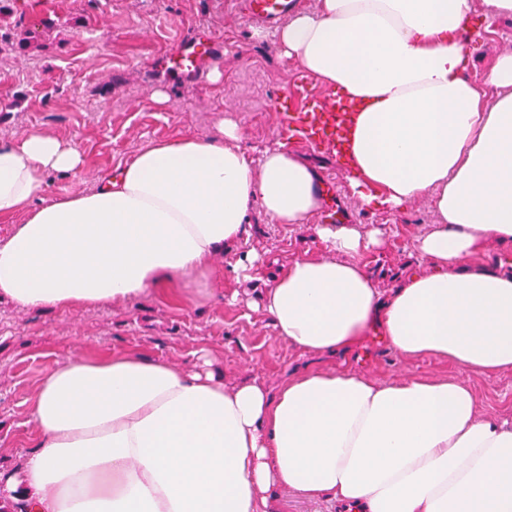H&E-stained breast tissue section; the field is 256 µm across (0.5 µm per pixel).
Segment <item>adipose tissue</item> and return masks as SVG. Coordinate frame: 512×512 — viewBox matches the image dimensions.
Here are the masks:
<instances>
[{"label": "adipose tissue", "instance_id": "adipose-tissue-1", "mask_svg": "<svg viewBox=\"0 0 512 512\" xmlns=\"http://www.w3.org/2000/svg\"><path fill=\"white\" fill-rule=\"evenodd\" d=\"M473 0H317L279 32L297 59L351 106L347 181L361 207L435 221L421 258L391 293L365 260L385 244L362 224H319V174L286 143L252 158L231 117L214 132L155 141L96 188L41 203L50 174L78 178L79 148L32 129L0 140V302L20 310L127 306L160 291L213 298L214 260L245 247L254 209L313 226L318 254L263 282L277 338L333 356L381 337L409 359L477 374L512 370V264L477 263L512 246V50L487 82L469 78L462 35ZM260 280V279H259ZM34 435L5 486L28 512H279L280 492L353 512H512V423L482 417L454 377L379 382L309 371L277 388L227 382L209 360L177 366L134 352L50 366L29 405Z\"/></svg>", "mask_w": 512, "mask_h": 512}]
</instances>
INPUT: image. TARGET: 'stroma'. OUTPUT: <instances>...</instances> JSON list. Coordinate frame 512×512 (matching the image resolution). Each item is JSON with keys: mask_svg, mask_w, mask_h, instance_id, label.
I'll return each instance as SVG.
<instances>
[{"mask_svg": "<svg viewBox=\"0 0 512 512\" xmlns=\"http://www.w3.org/2000/svg\"><path fill=\"white\" fill-rule=\"evenodd\" d=\"M10 7L8 24L36 30L38 39L24 52L0 55V139L37 128L74 142L87 159L82 179L52 177L48 195L92 189L103 174L151 141L205 135L229 115L241 124L252 157L284 141L324 182L334 184L332 202L318 223L385 231V250L369 257L379 288L396 287L416 266L412 241L434 221L427 203L404 213L361 209L349 195L336 157L281 126V112L323 103L329 90L284 54L276 33L256 38L255 24L235 10L233 0H12ZM472 19L484 27L468 38L469 76L483 86L490 103L497 91L485 78L497 54L512 49V17L490 14L484 0H473ZM202 31L225 45V53L199 74L172 69L170 54ZM216 71L221 74L217 80L212 77ZM156 89L166 93L165 104L151 100ZM248 232L251 248L268 261V278L293 257L321 249L314 233L271 223L258 210ZM234 262L231 256L218 262L226 297L239 289ZM226 297L182 305L148 296L127 307L67 311H20L0 303V471H12L21 461V438L30 429L28 403L47 367L108 351L180 365L204 355L226 380L255 378L270 385L331 367L355 369L383 382L457 377L474 389L486 417L512 422V371L483 376L438 358L409 360L379 339L336 357L304 354L276 338L260 310L227 303Z\"/></svg>", "mask_w": 512, "mask_h": 512, "instance_id": "35a3bbf8", "label": "stroma"}]
</instances>
